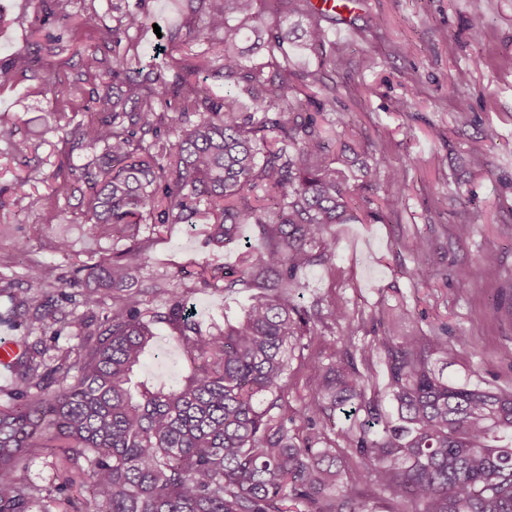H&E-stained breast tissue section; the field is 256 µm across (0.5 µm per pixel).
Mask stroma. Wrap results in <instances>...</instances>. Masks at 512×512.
Wrapping results in <instances>:
<instances>
[{
    "instance_id": "1",
    "label": "stroma",
    "mask_w": 512,
    "mask_h": 512,
    "mask_svg": "<svg viewBox=\"0 0 512 512\" xmlns=\"http://www.w3.org/2000/svg\"><path fill=\"white\" fill-rule=\"evenodd\" d=\"M116 4L150 13L163 24L184 21L181 0H73V17L62 26L47 21L34 0H0L6 15L0 61L29 43L63 42L62 48L40 53L42 71L59 82L56 90H45L41 78L30 74L0 86V112L15 117L19 135L36 145L18 159L0 142V224L13 227L0 236V276L14 287H27L44 264L68 274L73 256L85 248L79 199L60 200L55 209H20L13 204V189L22 179L36 196H51L58 187L54 174L67 156L56 121L97 111L93 91L111 86L108 75L83 82L77 76L82 53L98 48L99 30L111 23ZM484 15V34L477 41L469 28L470 0H369L366 7L323 23L325 51L344 57V67L323 70L315 56L288 50L292 71L318 73V98L329 100L334 118L344 123L339 144L363 160L385 153L405 173L403 201L390 220L381 223L371 215L372 207L398 191L377 171L362 190L367 202L355 219L330 226L335 249L300 274V305L316 303L326 313L345 310L360 327L351 337L335 325L323 341L307 336L295 341L281 401L295 429L303 427L301 411L317 378L332 364L351 363L370 375L381 394L380 412L389 411L382 395L385 363L379 357L362 359L360 350L375 344L385 323L405 312L411 319L404 329L446 332L455 352L449 377L490 390L512 387V316L497 308L512 293V0H484ZM76 81L77 93L71 90ZM490 127L497 132L492 141L484 137ZM67 158L79 166L88 155L77 150ZM35 223L44 226L43 236H32ZM460 224L470 227L462 239ZM65 227L72 243L69 258L50 246ZM419 236L427 242L422 253L415 250ZM149 252L138 282L145 308L166 312L175 292L201 326L244 316L251 290L240 286L227 292L197 276L199 266L208 263L236 268L239 248L213 246L202 226L178 224L152 239ZM488 252L497 257L493 276L481 264ZM421 263L433 272L429 282L414 277ZM153 332L154 350L136 378L157 387L178 385L192 364L169 323H154ZM0 336L43 341L50 366L78 343L75 328L61 322L33 333L5 324Z\"/></svg>"
}]
</instances>
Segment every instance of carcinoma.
<instances>
[{
    "instance_id": "carcinoma-1",
    "label": "carcinoma",
    "mask_w": 512,
    "mask_h": 512,
    "mask_svg": "<svg viewBox=\"0 0 512 512\" xmlns=\"http://www.w3.org/2000/svg\"><path fill=\"white\" fill-rule=\"evenodd\" d=\"M72 0H37L45 16L65 23ZM189 23L169 39L222 35L211 56L175 57L145 65L137 37L146 14L126 11L100 29L101 53L81 56L84 75L112 76L123 90L102 93V116L65 119L57 126L68 152L92 158L68 168L60 186L80 194L90 235L124 248L97 261L75 264L94 288L78 295L58 287L57 267L40 269L29 287H0L11 307L1 322L22 319L42 327L65 303L101 308L92 332L45 368L47 348L24 344L9 367L16 377L11 401L0 404V512H53L73 504L79 487L89 492L85 512H375L371 489L389 494L391 512H512V388L495 391L444 377L432 365L448 363V339L401 335L386 327L362 356H381L392 411L377 413L367 397L370 377L354 365L329 366L301 417L299 441L288 428L281 397L298 336L319 338L321 311L295 303L297 273L321 260L323 233L345 224L363 198L336 167L335 143L317 116L331 103L296 84L280 28L261 26L260 7L272 15L308 16L301 47L333 69L341 57L323 55L325 30L310 0H185ZM471 33L481 38L483 0H471ZM259 37L267 60L246 65L238 47L246 33ZM41 47L15 50L0 61V86L34 69ZM224 81L210 93L200 75ZM15 121L0 113V141L23 155ZM373 167L394 182L401 169L376 154ZM17 182L13 204L32 209L42 198ZM260 188L264 195L250 193ZM170 224H203L222 246L237 242L252 224L263 247L247 250L228 272L205 265L198 275L230 290L254 286L245 318L201 330L179 297L164 316L140 308L124 292L146 259L142 229L158 234ZM171 324L193 364L185 384L133 393L131 374L145 359L159 318ZM77 375L70 376L72 369ZM73 382L51 391L48 379ZM366 419L346 437L357 458L355 476L341 479L336 450L325 445L326 422L336 411ZM42 449L66 464L55 495H43L22 475L30 453Z\"/></svg>"
}]
</instances>
